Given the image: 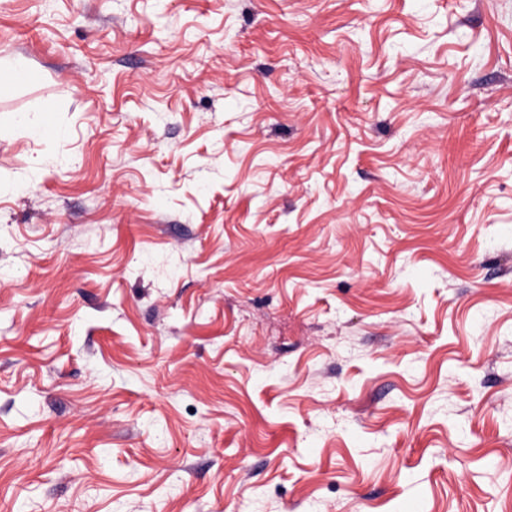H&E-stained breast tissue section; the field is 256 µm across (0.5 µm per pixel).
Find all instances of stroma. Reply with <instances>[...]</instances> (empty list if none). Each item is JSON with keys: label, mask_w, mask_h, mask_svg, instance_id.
Wrapping results in <instances>:
<instances>
[{"label": "stroma", "mask_w": 512, "mask_h": 512, "mask_svg": "<svg viewBox=\"0 0 512 512\" xmlns=\"http://www.w3.org/2000/svg\"><path fill=\"white\" fill-rule=\"evenodd\" d=\"M0 512H512V0H0Z\"/></svg>", "instance_id": "obj_1"}]
</instances>
